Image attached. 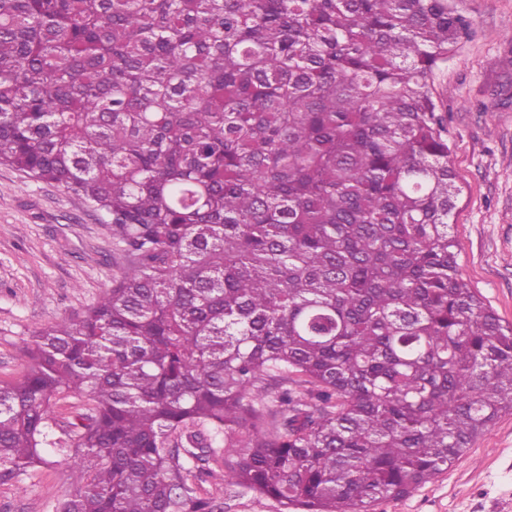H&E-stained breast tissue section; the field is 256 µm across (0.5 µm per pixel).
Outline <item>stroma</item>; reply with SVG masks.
<instances>
[{
  "label": "stroma",
  "mask_w": 512,
  "mask_h": 512,
  "mask_svg": "<svg viewBox=\"0 0 512 512\" xmlns=\"http://www.w3.org/2000/svg\"><path fill=\"white\" fill-rule=\"evenodd\" d=\"M475 30L437 73L448 119V164L461 193L453 232L463 279L512 324V0H451ZM112 238L83 197L0 164V381L26 370L24 342L82 313L112 286ZM224 512H282L218 480ZM77 490L67 469L0 485V512H54ZM375 512H512V413H502L448 470Z\"/></svg>",
  "instance_id": "1"
}]
</instances>
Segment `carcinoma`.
<instances>
[{
	"mask_svg": "<svg viewBox=\"0 0 512 512\" xmlns=\"http://www.w3.org/2000/svg\"><path fill=\"white\" fill-rule=\"evenodd\" d=\"M472 27L449 0H0V164L103 212L114 268L0 381V485L60 464L57 512H224L220 462L284 512H372L512 412L435 85Z\"/></svg>",
	"mask_w": 512,
	"mask_h": 512,
	"instance_id": "cac0c4a2",
	"label": "carcinoma"
}]
</instances>
